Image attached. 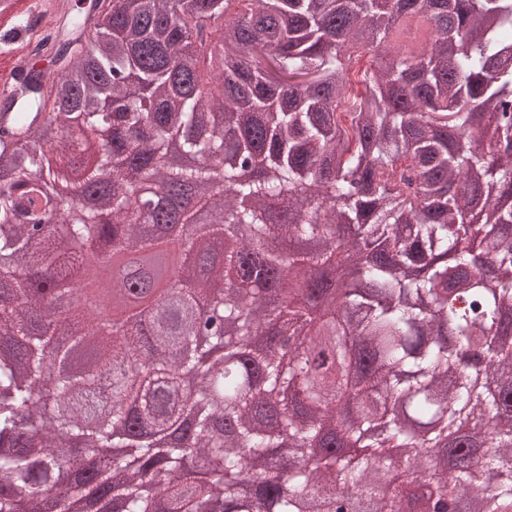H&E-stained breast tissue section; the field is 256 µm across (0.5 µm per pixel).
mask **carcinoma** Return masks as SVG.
<instances>
[{"label":"carcinoma","mask_w":512,"mask_h":512,"mask_svg":"<svg viewBox=\"0 0 512 512\" xmlns=\"http://www.w3.org/2000/svg\"><path fill=\"white\" fill-rule=\"evenodd\" d=\"M101 14L53 23L64 62L29 70L0 114L21 133L64 119L55 149L69 154L71 126L108 131L83 183L98 205L77 204L50 224L49 159L17 155L0 179V512H41L31 494L54 482L57 432L87 447L120 442L137 464L112 456L77 472L60 512H331L340 490L376 512H402L413 484L429 497H478L483 512H512V0H112ZM428 23L429 48L393 44L410 19ZM372 59L361 66V58ZM224 164L225 192L180 212L179 245L223 284L231 336L199 346L189 310L146 273L158 335L73 310L86 251L124 245L152 252L157 211L214 171L168 160L172 139ZM168 190L143 211L128 172ZM312 189L309 204L295 188ZM482 199L483 221H468ZM112 211L107 223L94 214ZM322 244L353 255L366 288L342 305L300 288L281 307L288 270L336 273ZM497 271L474 275V252ZM24 263L52 272L18 285ZM364 336L353 352L343 334ZM296 337L297 373L277 349ZM95 342L85 370H62L59 422L19 431L52 346L66 361ZM111 382V395L100 384ZM288 445L292 478L282 477ZM399 448L398 457L387 449ZM250 455L261 476L239 489Z\"/></svg>","instance_id":"carcinoma-1"}]
</instances>
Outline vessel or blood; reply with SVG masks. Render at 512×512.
<instances>
[{
	"mask_svg": "<svg viewBox=\"0 0 512 512\" xmlns=\"http://www.w3.org/2000/svg\"><path fill=\"white\" fill-rule=\"evenodd\" d=\"M42 10V0H0V29L14 35L12 42L0 47V97L14 94L21 70L35 62L28 36L32 19Z\"/></svg>",
	"mask_w": 512,
	"mask_h": 512,
	"instance_id": "vessel-or-blood-1",
	"label": "vessel or blood"
}]
</instances>
